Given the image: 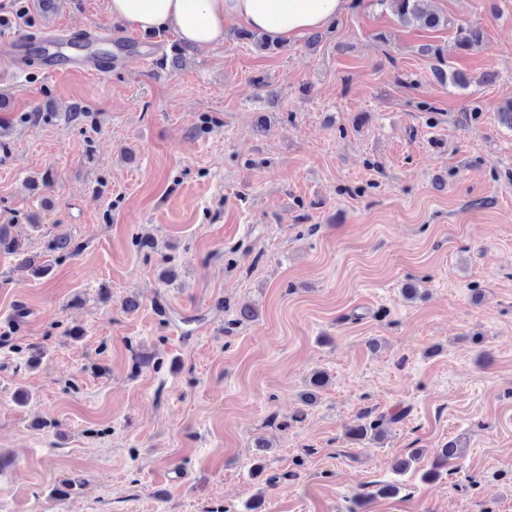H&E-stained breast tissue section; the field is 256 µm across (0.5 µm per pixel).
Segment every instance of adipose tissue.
I'll return each instance as SVG.
<instances>
[{
	"instance_id": "1",
	"label": "adipose tissue",
	"mask_w": 512,
	"mask_h": 512,
	"mask_svg": "<svg viewBox=\"0 0 512 512\" xmlns=\"http://www.w3.org/2000/svg\"><path fill=\"white\" fill-rule=\"evenodd\" d=\"M347 0H109L114 21L148 33L175 31L193 47L219 46L227 21L243 20L277 44L333 23Z\"/></svg>"
}]
</instances>
